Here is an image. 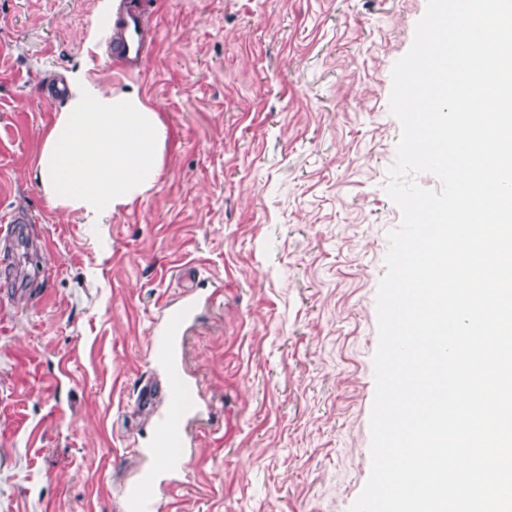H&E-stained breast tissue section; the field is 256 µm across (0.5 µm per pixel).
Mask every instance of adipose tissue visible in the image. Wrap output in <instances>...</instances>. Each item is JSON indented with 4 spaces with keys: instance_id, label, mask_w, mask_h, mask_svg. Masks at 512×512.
Masks as SVG:
<instances>
[{
    "instance_id": "obj_1",
    "label": "adipose tissue",
    "mask_w": 512,
    "mask_h": 512,
    "mask_svg": "<svg viewBox=\"0 0 512 512\" xmlns=\"http://www.w3.org/2000/svg\"><path fill=\"white\" fill-rule=\"evenodd\" d=\"M167 128L137 90L69 79L68 94L46 130L36 176L53 208L103 224L158 183Z\"/></svg>"
}]
</instances>
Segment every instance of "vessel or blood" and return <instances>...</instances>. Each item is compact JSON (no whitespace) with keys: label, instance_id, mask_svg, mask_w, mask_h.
Here are the masks:
<instances>
[{"label":"vessel or blood","instance_id":"vessel-or-blood-1","mask_svg":"<svg viewBox=\"0 0 512 512\" xmlns=\"http://www.w3.org/2000/svg\"><path fill=\"white\" fill-rule=\"evenodd\" d=\"M149 0H124L112 29L107 53L127 70L140 69L149 51L146 19ZM213 294L205 290L180 293L161 307V315L152 329L150 351L161 366L164 381L144 384L139 405L147 410L163 404L152 425L148 453L154 461L143 469L124 494L123 512H160L165 497L161 473H179L185 464L189 428L203 414L202 391L189 372L185 341L201 311L210 305Z\"/></svg>","mask_w":512,"mask_h":512}]
</instances>
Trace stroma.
Here are the masks:
<instances>
[{"label":"stroma","instance_id":"stroma-1","mask_svg":"<svg viewBox=\"0 0 512 512\" xmlns=\"http://www.w3.org/2000/svg\"><path fill=\"white\" fill-rule=\"evenodd\" d=\"M142 70L111 62L103 0H0V512H122L151 438L139 388L161 306L219 288L185 342L209 415L169 512H349L371 470L376 293L401 125L392 69L427 0H150ZM81 73L138 88L160 181L105 224L34 177Z\"/></svg>","mask_w":512,"mask_h":512}]
</instances>
